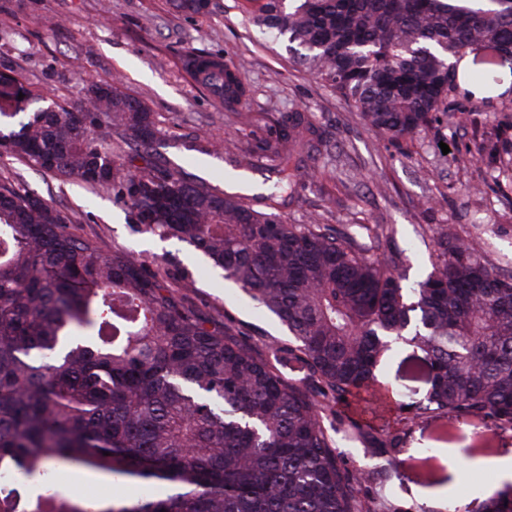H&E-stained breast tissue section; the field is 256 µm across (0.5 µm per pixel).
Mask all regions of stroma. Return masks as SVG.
Listing matches in <instances>:
<instances>
[{
	"instance_id": "35a3bbf8",
	"label": "stroma",
	"mask_w": 512,
	"mask_h": 512,
	"mask_svg": "<svg viewBox=\"0 0 512 512\" xmlns=\"http://www.w3.org/2000/svg\"><path fill=\"white\" fill-rule=\"evenodd\" d=\"M201 49L224 54L249 83L251 94L240 112L225 109L183 71V56ZM466 58L468 69L494 72L496 83L473 86L468 111L450 114L447 127L390 141L369 131L338 93L295 66L285 42H267L249 22L243 0H212L205 14L176 12L169 0H0V72L16 75L22 93L0 105V132L18 130V117L35 108L36 94L67 106L88 85L117 77L124 93L155 113V149L162 158L191 179L240 192L260 209L272 177L264 161L245 170L243 188L231 185L226 174L248 141L273 135V116L306 108L316 115L326 167L300 187L292 204L282 206L289 222L314 218L368 245L371 259L399 256L400 270L412 282L436 260L434 229L451 224L460 234L479 237L487 265L507 277L512 189L493 178L501 162L512 160V69L482 51ZM0 182L33 190L66 217L71 232L93 240L104 254L124 252L168 279L189 271L192 284L182 291L188 303L206 315L230 317L258 356L270 357L272 347L288 343L287 327L273 314L256 309L192 246L142 232L110 189L62 185L5 155ZM475 184L484 185V192L472 193ZM380 378L395 400L368 395L360 408L380 431L409 429L401 475L384 494L425 512H444L451 499L466 512H484L492 496L490 475L472 471L460 481L452 475L463 467V449L484 458L511 454L512 429L496 430L479 418L448 427L406 422L396 402L421 400L428 390L410 346H392ZM445 432L453 439L452 453L421 465V450L435 447Z\"/></svg>"
}]
</instances>
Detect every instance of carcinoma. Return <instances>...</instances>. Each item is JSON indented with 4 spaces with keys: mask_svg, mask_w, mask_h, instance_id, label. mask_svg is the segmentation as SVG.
Returning <instances> with one entry per match:
<instances>
[{
    "mask_svg": "<svg viewBox=\"0 0 512 512\" xmlns=\"http://www.w3.org/2000/svg\"><path fill=\"white\" fill-rule=\"evenodd\" d=\"M207 12L210 0H172ZM252 24L348 99L365 126L399 140L459 109L456 61L489 48L512 59V6L501 0H245ZM183 67L233 109L251 92L224 55L195 51ZM273 140L241 150L276 179L258 210L155 160L154 113L119 82L91 86L70 110L53 101L0 134V149L65 183L112 189L144 231L207 257L288 328L274 361L212 319L174 285L121 252L105 255L28 190L0 184V512H424L363 495L400 477L409 431L349 418L380 464L352 474L323 423L375 390L391 345L423 354L431 386L409 420L481 418L512 429V275L446 227L437 261L412 287L367 257L366 244L279 212L320 174L309 110L277 120ZM125 144L132 153L112 150ZM381 385V384H379ZM390 392L386 385H381ZM136 484L112 506L66 495L62 467ZM486 512H512V490Z\"/></svg>",
    "mask_w": 512,
    "mask_h": 512,
    "instance_id": "obj_1",
    "label": "carcinoma"
}]
</instances>
